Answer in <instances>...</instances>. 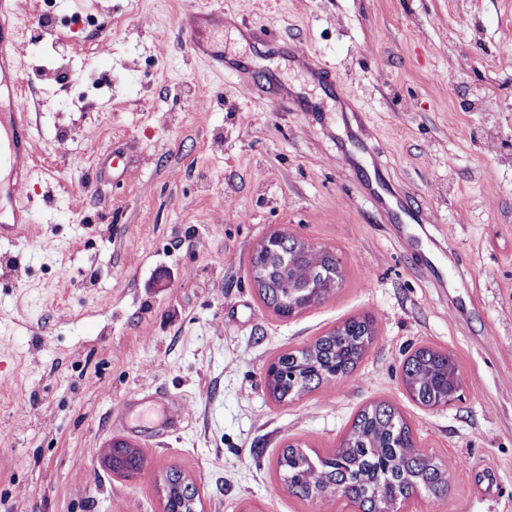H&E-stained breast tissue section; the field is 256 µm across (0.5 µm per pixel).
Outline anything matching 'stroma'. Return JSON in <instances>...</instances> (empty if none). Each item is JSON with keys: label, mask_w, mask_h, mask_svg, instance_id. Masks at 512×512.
<instances>
[{"label": "stroma", "mask_w": 512, "mask_h": 512, "mask_svg": "<svg viewBox=\"0 0 512 512\" xmlns=\"http://www.w3.org/2000/svg\"><path fill=\"white\" fill-rule=\"evenodd\" d=\"M34 2L15 61L32 174L0 201L26 208L34 237L0 241V512H163L154 483L104 466L115 437L154 472L181 469L203 512H359L290 494L276 460L337 448L378 402L449 474L445 498L416 493L404 512H512V0H55L61 31ZM219 6L222 72L183 27ZM338 83L388 181L434 215L410 225L413 248L368 200L370 162L343 157ZM276 231L346 270L291 318L249 278ZM364 315L376 337L356 370L269 398L280 352ZM421 345L453 356L461 400L410 398L402 365ZM139 387L158 393L146 429H110ZM173 402L184 418L158 419Z\"/></svg>", "instance_id": "1"}]
</instances>
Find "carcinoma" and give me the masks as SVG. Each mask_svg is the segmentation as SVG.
I'll use <instances>...</instances> for the list:
<instances>
[{
  "instance_id": "1",
  "label": "carcinoma",
  "mask_w": 512,
  "mask_h": 512,
  "mask_svg": "<svg viewBox=\"0 0 512 512\" xmlns=\"http://www.w3.org/2000/svg\"><path fill=\"white\" fill-rule=\"evenodd\" d=\"M250 275L263 303L283 318L321 303L345 277L335 254L285 233L258 245ZM374 337L368 318L352 317L314 343L280 353L265 377L270 398L288 404L325 381L347 375ZM401 381L415 402L433 409L454 399L462 378L447 352L421 346L404 361ZM102 455L117 475L140 477L145 472L141 449L125 440L108 443ZM277 470L288 491L298 498H320L338 489L339 496L357 503L362 512H396L419 491L435 499L448 494V471L431 452L417 446L410 425L386 402L357 414L343 447L321 455L289 445L277 459ZM152 482L162 483L163 512H201L198 488L181 470L171 468Z\"/></svg>"
}]
</instances>
